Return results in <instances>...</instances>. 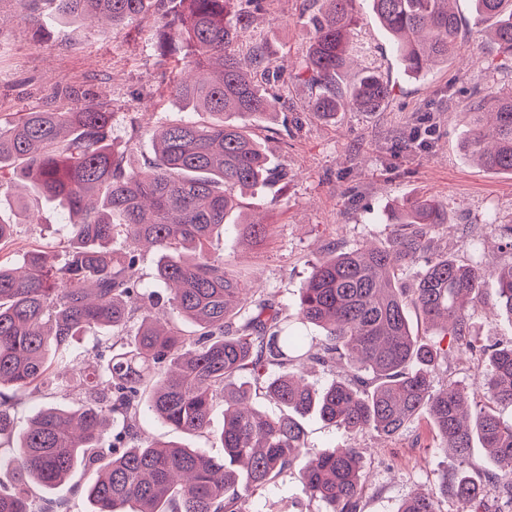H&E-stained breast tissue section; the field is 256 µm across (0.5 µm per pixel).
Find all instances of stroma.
Segmentation results:
<instances>
[{
	"instance_id": "1",
	"label": "stroma",
	"mask_w": 512,
	"mask_h": 512,
	"mask_svg": "<svg viewBox=\"0 0 512 512\" xmlns=\"http://www.w3.org/2000/svg\"><path fill=\"white\" fill-rule=\"evenodd\" d=\"M463 21L456 54L448 65L418 81L404 74L388 33L378 22L371 0H355L359 24L354 35V70L371 69L387 80L391 94L377 112H340L325 121L304 111L308 90L295 80L309 44L305 24L312 0H266L256 16L280 69L275 87L277 117L257 121L252 133L266 149L271 169L288 177L273 182L254 202L271 224L272 234L252 247L232 225L215 239L229 272L246 278L262 292L274 293L293 313L311 264L331 247L358 248L387 239L392 201L426 193L448 209V221L434 233V245L469 261L471 242L481 246L490 268L512 264L505 246L512 231V173H491L470 161L461 149L469 125L464 103L473 89H512V68L493 57L480 29L469 22L470 0H458ZM47 18L41 41H34L27 13ZM54 0H0V112L32 109L80 110L111 102L116 113L113 136L131 142L136 166L152 159L154 129L187 118L165 89L170 61L156 52L154 15L124 29L101 33L90 23L57 22ZM431 132L423 141L399 150L394 140L412 135L420 121ZM15 191L0 187V218L15 225L13 256L34 246L56 248L68 237L67 213L45 202L32 203L36 222L16 214ZM472 339L483 345L512 342V320L501 315L494 295L476 302ZM447 357L434 384L455 383L482 402L481 378L489 368L482 355L460 357L452 338L440 342ZM308 447L314 451L353 447L363 451L367 482L362 512H396L415 493L431 492L440 512H470L443 492V474L457 463L439 447L428 415H421L395 438L346 433L319 418L303 419ZM144 436L219 457L214 441L187 436L151 414L140 420ZM252 512H321L310 500L297 471L291 470L256 494Z\"/></svg>"
}]
</instances>
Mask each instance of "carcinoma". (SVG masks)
Listing matches in <instances>:
<instances>
[{
  "label": "carcinoma",
  "mask_w": 512,
  "mask_h": 512,
  "mask_svg": "<svg viewBox=\"0 0 512 512\" xmlns=\"http://www.w3.org/2000/svg\"><path fill=\"white\" fill-rule=\"evenodd\" d=\"M63 21L104 19L128 26L159 0H57ZM263 0H178L158 17L161 57L177 44L169 93L211 121L165 124L144 168L125 161L112 138L116 113L102 102L77 112L36 110L0 116V186L26 182L69 216L64 257L35 246L20 267L4 262L14 225L0 219V512H72L70 501L37 497L85 464L93 479L81 492L91 512H250V499L298 466L310 498L324 512H362L366 475L362 449L312 452L299 417L315 412L346 433L399 435L422 411L459 470L449 481L456 499L481 505L506 490L512 512V422L493 405L512 407V343L479 347L468 339L467 299L494 291L512 317V265L495 278L480 261L461 264L439 254L432 233L448 223L444 204L430 196L400 200L393 231L380 245L330 251L311 265L295 319L275 295H257L229 274L224 255L209 250L214 232L236 218L242 238L257 243L270 225L243 214L245 196L275 181L252 123L277 113L278 96L262 82L277 77L267 41L248 56L235 45L250 31ZM306 25L311 38L298 77L310 89L305 111L332 120L345 109L376 112L388 83L364 70L345 81L358 24L353 0H316ZM456 0H372L407 72L423 76L454 52L462 19ZM474 25L486 30L495 55L512 62V0H471ZM465 116L466 152L481 167L512 171V93L473 90ZM123 245L115 247L117 238ZM158 254L162 298L139 272L140 246ZM415 288L399 284L419 262ZM413 304L427 328L453 336L464 354L488 357L486 406L471 417L468 393L456 384L438 390L432 377L444 354L421 342L407 311ZM170 308L195 325L184 332L160 316ZM322 331L317 350L304 328ZM100 363L75 371L74 352ZM345 361L350 374L315 388L304 378L311 363ZM81 396L68 410L45 407L20 425L22 395L60 388ZM263 394L286 408L271 417L253 405ZM223 408L220 458L176 443L145 440L149 412L178 432L209 433ZM112 442H104L110 424ZM497 470L476 479L466 472L475 445ZM398 512H438L429 494L403 500Z\"/></svg>",
  "instance_id": "cac0c4a2"
}]
</instances>
